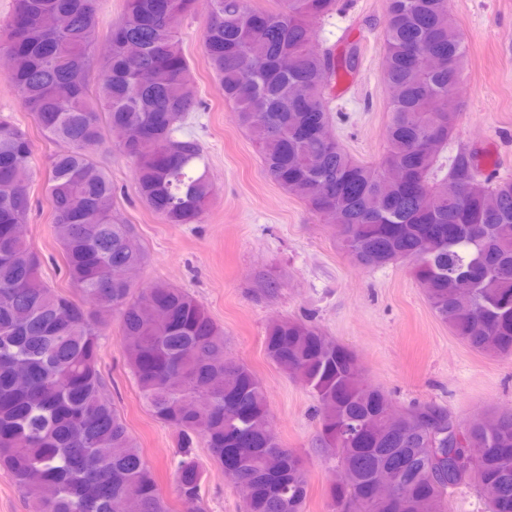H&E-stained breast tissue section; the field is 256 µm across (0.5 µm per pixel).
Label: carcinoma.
Here are the masks:
<instances>
[{
  "instance_id": "1",
  "label": "carcinoma",
  "mask_w": 512,
  "mask_h": 512,
  "mask_svg": "<svg viewBox=\"0 0 512 512\" xmlns=\"http://www.w3.org/2000/svg\"><path fill=\"white\" fill-rule=\"evenodd\" d=\"M210 0L203 31L208 64L269 178L312 213L343 218L341 245L360 266L407 262L438 319L471 349L512 358V178L479 174L459 152L434 180L461 121L456 96L466 46L448 0H388L381 31L391 121L378 165L352 159L308 121L330 123L327 91L339 63L314 52L315 25L338 0ZM99 0H15L0 23L14 54L6 82L39 129L68 149L49 159L47 199L64 271L80 299L57 291L37 251L5 232L26 222L35 165L26 133L0 118V469L30 512H170L142 449L107 394L99 336L121 322V349L152 414L178 436L179 497L203 512L195 444L235 484L255 486L245 512H304L301 457L271 434L265 389L226 356L224 331L187 292L136 288L111 273L139 269L146 252L115 213L112 178L93 158L106 133L133 163L142 202L167 224L201 221L214 187L200 145L175 132L201 107L176 38L195 0H127L107 48L96 53ZM97 71L89 81L90 71ZM408 175L416 185L401 181ZM174 315L160 320L153 299ZM267 357L298 378L320 409L318 443L333 463L329 512H450L462 485L490 484L487 512H512V409L461 423L431 403L389 412L355 356L317 326H268ZM199 400L192 413L189 396ZM237 396L243 416L226 403ZM398 500L386 499L390 485Z\"/></svg>"
}]
</instances>
